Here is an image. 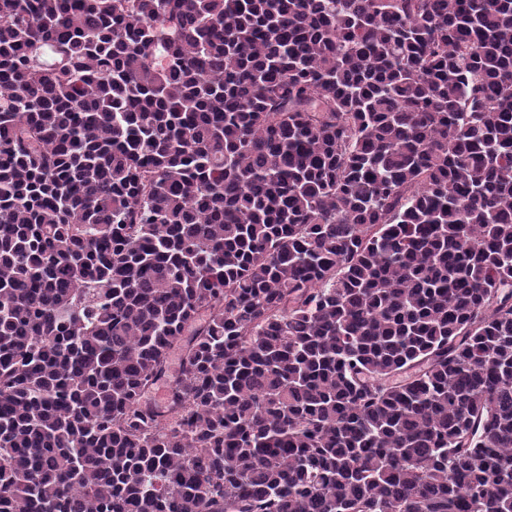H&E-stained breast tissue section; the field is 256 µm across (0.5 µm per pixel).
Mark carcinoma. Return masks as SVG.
<instances>
[{"label":"carcinoma","instance_id":"1","mask_svg":"<svg viewBox=\"0 0 512 512\" xmlns=\"http://www.w3.org/2000/svg\"><path fill=\"white\" fill-rule=\"evenodd\" d=\"M0 512H512V0H0Z\"/></svg>","mask_w":512,"mask_h":512}]
</instances>
